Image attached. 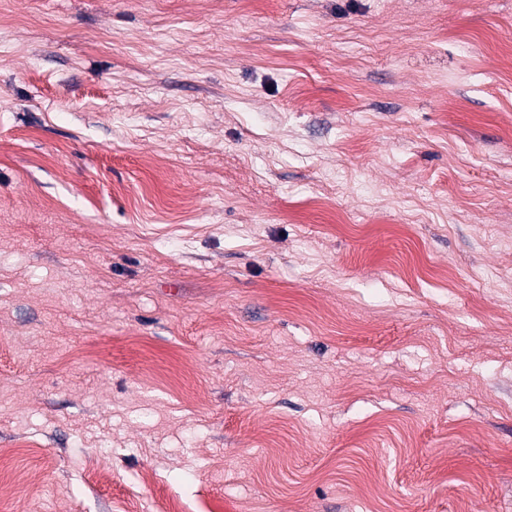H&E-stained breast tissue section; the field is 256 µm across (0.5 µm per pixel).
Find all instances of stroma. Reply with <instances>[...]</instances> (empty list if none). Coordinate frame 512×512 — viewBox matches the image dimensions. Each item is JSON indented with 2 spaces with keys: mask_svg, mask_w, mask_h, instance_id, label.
<instances>
[{
  "mask_svg": "<svg viewBox=\"0 0 512 512\" xmlns=\"http://www.w3.org/2000/svg\"><path fill=\"white\" fill-rule=\"evenodd\" d=\"M512 0H0V512H512Z\"/></svg>",
  "mask_w": 512,
  "mask_h": 512,
  "instance_id": "1",
  "label": "stroma"
}]
</instances>
